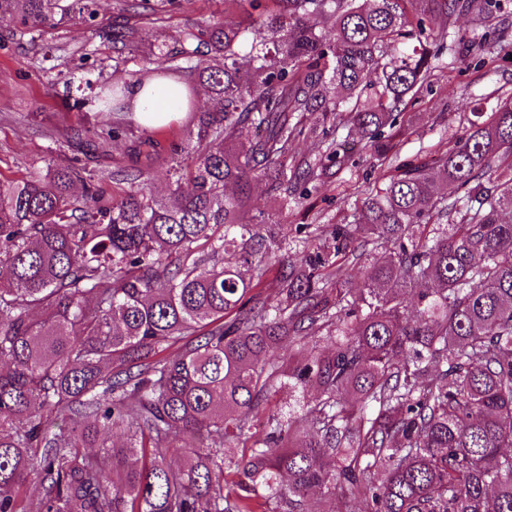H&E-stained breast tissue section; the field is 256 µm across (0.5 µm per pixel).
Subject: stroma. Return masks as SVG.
Wrapping results in <instances>:
<instances>
[{
    "label": "stroma",
    "mask_w": 512,
    "mask_h": 512,
    "mask_svg": "<svg viewBox=\"0 0 512 512\" xmlns=\"http://www.w3.org/2000/svg\"><path fill=\"white\" fill-rule=\"evenodd\" d=\"M224 10V0H186L182 6L168 9L159 20H137L145 43L155 36L173 39L183 27L207 20ZM79 23L70 16L66 26L46 27L36 46L11 39L14 23L0 18V175L20 178L43 165L50 154L65 150V136L77 125L81 115L69 101L56 97L53 83L58 72L71 73L75 81L97 76L111 81L128 80L141 70L139 60L113 64L115 52L110 42L90 37L89 59L77 55L54 57L57 48L69 44L71 31ZM497 39L500 58L490 67L479 58L460 57V44H472L481 38ZM449 51L437 63L436 81L431 92L408 105L405 130L399 139L401 160L412 161L423 151L453 145L469 130L467 116L479 99L491 95L512 98V0H500L488 27L475 26L465 15L454 16L448 38ZM338 138H345L353 152L354 166L330 171L309 197L281 209L264 183L253 188L252 209L272 221V229L281 248L272 249L269 265L279 270L283 263H298L304 250V238L297 234L300 224L309 225L314 236L332 237L337 225L349 224L362 198L389 174L388 164L379 162L370 146L352 133L346 113L337 116Z\"/></svg>",
    "instance_id": "obj_1"
}]
</instances>
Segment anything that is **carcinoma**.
Wrapping results in <instances>:
<instances>
[{
	"label": "carcinoma",
	"mask_w": 512,
	"mask_h": 512,
	"mask_svg": "<svg viewBox=\"0 0 512 512\" xmlns=\"http://www.w3.org/2000/svg\"><path fill=\"white\" fill-rule=\"evenodd\" d=\"M96 2L0 0V17L34 46L75 9L118 54L186 75L189 98L212 106L188 102L192 121L166 149L139 137L110 193L74 157L0 178V512H253L258 487L288 512H306L314 488L318 512L338 498L352 512H512V99L416 164L395 151L450 20L482 25L492 0H224L223 16L149 53L134 27H95ZM121 2L145 18L176 4ZM469 51L500 54L493 40ZM121 100L106 83L73 99L97 121L71 146L126 138ZM343 104L392 174L355 223L307 236L276 299H261L276 240L249 215L252 184L286 209L328 165L348 167L335 138L288 163L306 122ZM159 168L165 196L151 188ZM439 182L467 195L450 202ZM356 238L371 249L352 297ZM315 324L322 346L306 336ZM284 377L314 395L300 416L266 406ZM176 433L198 442L178 467ZM34 472L44 494L26 503Z\"/></svg>",
	"instance_id": "1"
}]
</instances>
